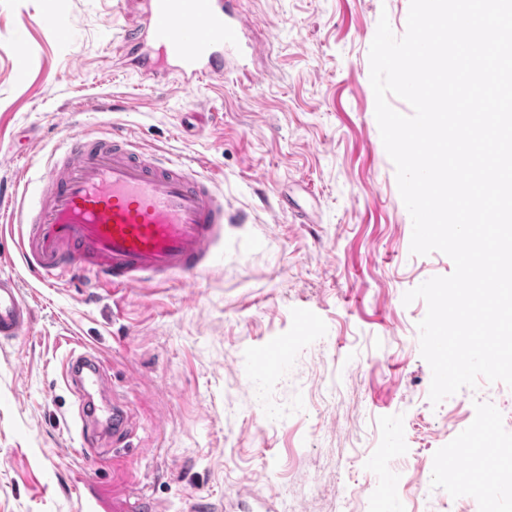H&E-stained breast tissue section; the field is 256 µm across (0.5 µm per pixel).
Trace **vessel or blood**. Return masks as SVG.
I'll use <instances>...</instances> for the list:
<instances>
[{"label": "vessel or blood", "instance_id": "obj_1", "mask_svg": "<svg viewBox=\"0 0 512 512\" xmlns=\"http://www.w3.org/2000/svg\"><path fill=\"white\" fill-rule=\"evenodd\" d=\"M239 0H144L139 24L122 28L121 44L150 75L175 73L185 91L223 79L244 56L247 23ZM38 192L14 194L29 224L19 255L41 283L52 286L75 262L122 291L156 278L191 280L208 268L224 237V194L211 178L175 157H154L118 127L60 130L39 176ZM32 308L15 282L0 277V339L23 334ZM79 419L96 411L91 386L106 377L90 351L68 361ZM113 440L126 438L131 418L113 402L106 409Z\"/></svg>", "mask_w": 512, "mask_h": 512}]
</instances>
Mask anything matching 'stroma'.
<instances>
[{
  "label": "stroma",
  "instance_id": "35a3bbf8",
  "mask_svg": "<svg viewBox=\"0 0 512 512\" xmlns=\"http://www.w3.org/2000/svg\"><path fill=\"white\" fill-rule=\"evenodd\" d=\"M410 0H241L255 54L223 83L182 90L133 70L111 24L136 0H0V194L45 163L58 127L125 128L150 153L201 166L224 193V240L192 285L92 290L75 263L41 285L21 260L20 215L0 203V277L33 308L0 341V512H76L85 466L106 502L157 512H451L491 482L459 463L455 487L416 477L459 433L512 439V388L478 380L429 400L431 370L404 294L454 265L410 251L412 220L375 118L369 49L380 16L406 32ZM19 38L24 61L4 44ZM110 365L136 428L79 436L64 379L71 348Z\"/></svg>",
  "mask_w": 512,
  "mask_h": 512
}]
</instances>
